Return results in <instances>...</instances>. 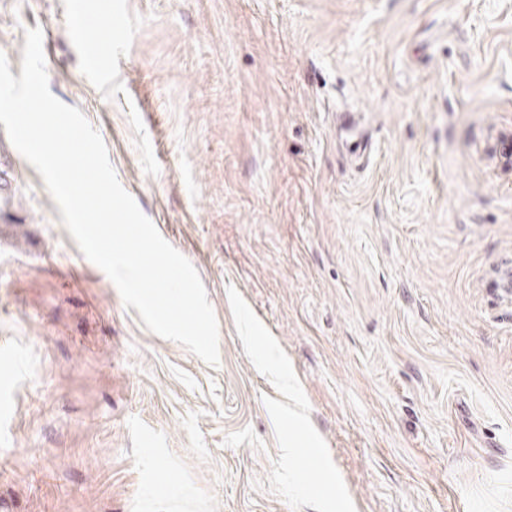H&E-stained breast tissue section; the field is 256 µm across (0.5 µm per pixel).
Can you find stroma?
<instances>
[{
	"instance_id": "35a3bbf8",
	"label": "stroma",
	"mask_w": 512,
	"mask_h": 512,
	"mask_svg": "<svg viewBox=\"0 0 512 512\" xmlns=\"http://www.w3.org/2000/svg\"><path fill=\"white\" fill-rule=\"evenodd\" d=\"M66 2L0 0V52L42 29L220 363L0 125V512H512V0H90L78 42ZM83 76L97 84L107 85L112 81V56H104L97 51H86L83 57Z\"/></svg>"
}]
</instances>
